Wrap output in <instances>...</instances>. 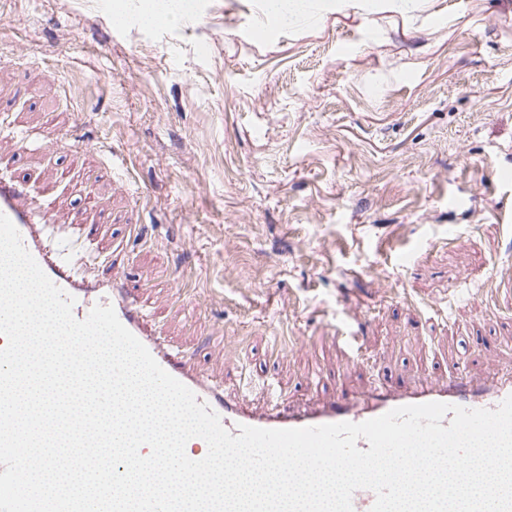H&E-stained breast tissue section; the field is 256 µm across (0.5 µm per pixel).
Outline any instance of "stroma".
Segmentation results:
<instances>
[{
    "label": "stroma",
    "instance_id": "1",
    "mask_svg": "<svg viewBox=\"0 0 512 512\" xmlns=\"http://www.w3.org/2000/svg\"><path fill=\"white\" fill-rule=\"evenodd\" d=\"M112 2L0 0V176L78 275L116 264L200 372L296 407L512 366V0H316L269 32L262 0L152 28Z\"/></svg>",
    "mask_w": 512,
    "mask_h": 512
}]
</instances>
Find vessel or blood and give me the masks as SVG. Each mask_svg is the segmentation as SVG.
Instances as JSON below:
<instances>
[{
  "label": "vessel or blood",
  "instance_id": "1",
  "mask_svg": "<svg viewBox=\"0 0 512 512\" xmlns=\"http://www.w3.org/2000/svg\"><path fill=\"white\" fill-rule=\"evenodd\" d=\"M0 213L16 226L25 248L50 280L74 298L73 315L76 319H85L95 305L112 306L121 323L149 350L159 365L188 387L197 403L206 404L215 411L228 431H236L241 424L279 429L340 422L361 423L397 407L428 402L494 410L512 395V371L492 369L485 380L477 384L469 378L466 369L461 368L446 377L432 376L416 388L387 382L364 393H339L301 410L290 409L274 383L267 381L259 384L258 389L265 394L268 408L251 409L226 398L222 386L206 380L195 371L188 355L162 346L159 327L149 321L125 279L108 275L96 281L77 280L63 254L47 252L42 227L35 220L18 182L0 180Z\"/></svg>",
  "mask_w": 512,
  "mask_h": 512
}]
</instances>
